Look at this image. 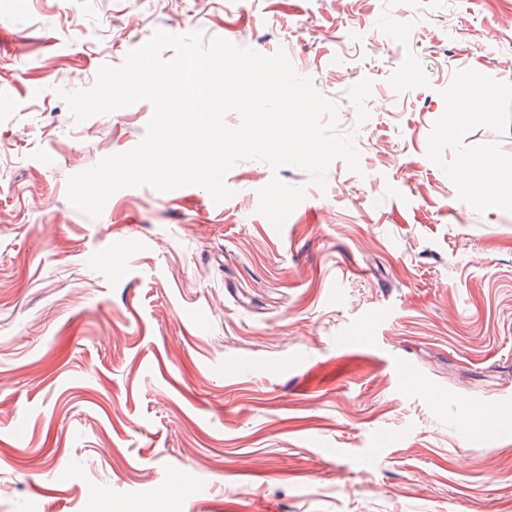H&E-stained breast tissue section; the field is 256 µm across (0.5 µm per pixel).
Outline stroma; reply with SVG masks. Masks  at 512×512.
<instances>
[{
	"label": "stroma",
	"mask_w": 512,
	"mask_h": 512,
	"mask_svg": "<svg viewBox=\"0 0 512 512\" xmlns=\"http://www.w3.org/2000/svg\"><path fill=\"white\" fill-rule=\"evenodd\" d=\"M158 28L284 51L360 171L246 160L221 203L77 210L153 107L78 123L59 93ZM509 66L512 0H0V512H512V200L453 179L512 167ZM476 72L488 113L449 112ZM275 176L306 188L279 229Z\"/></svg>",
	"instance_id": "stroma-1"
}]
</instances>
